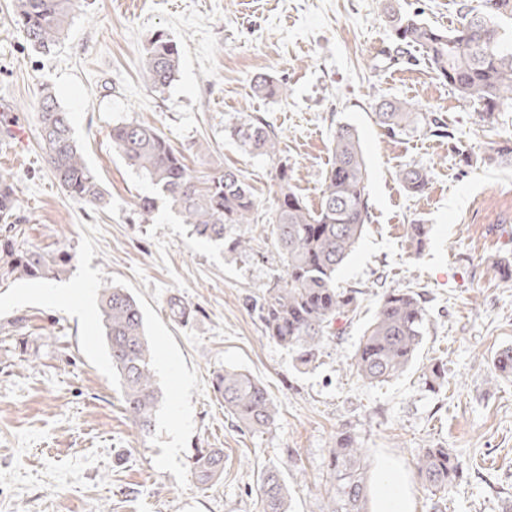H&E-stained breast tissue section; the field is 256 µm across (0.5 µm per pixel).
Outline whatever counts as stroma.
Wrapping results in <instances>:
<instances>
[{
  "label": "stroma",
  "mask_w": 512,
  "mask_h": 512,
  "mask_svg": "<svg viewBox=\"0 0 512 512\" xmlns=\"http://www.w3.org/2000/svg\"><path fill=\"white\" fill-rule=\"evenodd\" d=\"M0 0V171L18 187L14 222L28 247L63 250L61 279L0 282V512H258L261 471L280 467L291 512H326L327 463L336 436L354 434L369 463L368 512H377L383 468L405 478L411 512H512V377L492 379L496 355L512 348V166L486 164L492 141L512 139V105L494 126L439 78L415 48L396 51L379 0H81L51 53L34 52ZM428 23L456 26L460 0H398ZM159 32L181 63L165 92L142 74L141 54ZM284 83L265 98L254 75ZM50 88L107 200L64 194L46 161L37 106ZM431 111L448 134L392 138L377 126L382 99ZM262 119L279 134L276 157L245 152L225 130ZM157 128L200 175L238 169L263 206L279 196L277 173L318 208L339 126H352L368 171L371 220L336 280L362 293L343 336L326 340L309 367L266 337L251 308L284 267L268 225L237 224L250 238L239 256L193 236L188 224L112 146V128ZM25 131L24 144L11 127ZM429 171L424 193L397 173ZM155 199L143 220L140 197ZM411 224L430 227L414 252ZM90 283L87 306L71 299ZM139 300L155 349L162 401L150 432L125 413L102 340L98 293L107 285ZM423 292L430 328L409 369L370 385L350 367L383 293ZM448 368L435 392L423 374ZM232 367L260 378L277 407L261 432L225 412L214 376ZM451 448L468 465L448 491L417 479L418 449ZM224 451L211 487L191 471L196 449Z\"/></svg>",
  "instance_id": "35a3bbf8"
}]
</instances>
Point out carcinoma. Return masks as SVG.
<instances>
[{"instance_id": "carcinoma-1", "label": "carcinoma", "mask_w": 512, "mask_h": 512, "mask_svg": "<svg viewBox=\"0 0 512 512\" xmlns=\"http://www.w3.org/2000/svg\"><path fill=\"white\" fill-rule=\"evenodd\" d=\"M395 40L419 48L439 77L468 101L482 120L493 123L500 107L512 101V42L503 38L499 20L512 19V0H479L461 4L459 26L442 30L381 0ZM78 0H16L15 16L26 42L36 52H47L59 42ZM180 66L177 44L162 33L142 54L148 85L165 90ZM253 89L269 97L288 89L271 77L253 79ZM39 136L54 177L66 195L78 202L102 207L105 197L76 144L69 113L52 92L38 105ZM376 123L392 136L418 129L439 135L442 124L428 112H416L411 103L389 100L377 104ZM228 137L256 155L274 156L278 134L259 119L244 121L227 130ZM112 144L125 160L142 172L182 215L192 234L215 244H227V252L239 255L252 250L245 237L224 241V230L233 224L269 225L284 258L285 273L267 289L259 304V317L267 337L296 354L302 367L314 361L328 337L343 333L360 307L359 292L336 286V273L354 250L369 223L368 173L356 131L348 125L336 130L331 167L325 175L319 208H309L288 183V169L278 173L280 196L264 210L240 173L224 172L199 178L154 127L122 123L112 128ZM408 191L422 193L429 176L420 164L400 171ZM18 205L14 178L0 171V222L7 223ZM426 224H410L408 240L421 250L429 239ZM68 258L28 248L18 235L0 238L1 279L55 280L66 271ZM99 314L112 372L120 386L125 412L143 432L150 431L161 394L154 378L153 346L144 328L141 305L126 289H101ZM430 324L424 294L408 289L385 292L373 321L366 327L353 356L355 374L374 384L400 376L413 363ZM495 374L512 375V349L498 353ZM429 388L448 386L442 363L424 372ZM216 390L224 398V410L245 428L260 432L274 424L276 407L266 388L254 377L226 368L216 376ZM415 475L423 485L446 490L462 477L464 463L448 448H421L413 459ZM367 458L355 436L336 437L330 450L332 494L327 512H367ZM197 481L207 486L224 475V453L210 448L193 461ZM258 512H288V492L281 470L269 466L260 474Z\"/></svg>"}]
</instances>
